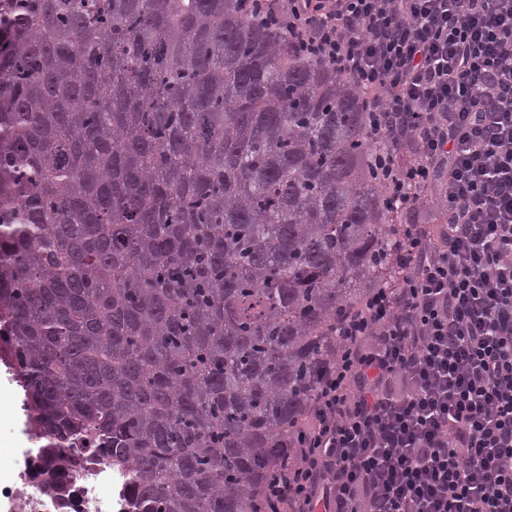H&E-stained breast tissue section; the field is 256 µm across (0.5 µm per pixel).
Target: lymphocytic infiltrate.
I'll return each instance as SVG.
<instances>
[{
	"label": "lymphocytic infiltrate",
	"mask_w": 512,
	"mask_h": 512,
	"mask_svg": "<svg viewBox=\"0 0 512 512\" xmlns=\"http://www.w3.org/2000/svg\"><path fill=\"white\" fill-rule=\"evenodd\" d=\"M256 7L361 92L388 203H445L390 225L263 512H512V0ZM403 224H440V204L429 201L425 206L416 211L405 213L401 217Z\"/></svg>",
	"instance_id": "1"
}]
</instances>
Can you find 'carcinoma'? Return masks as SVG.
Listing matches in <instances>:
<instances>
[{"label": "carcinoma", "instance_id": "obj_1", "mask_svg": "<svg viewBox=\"0 0 512 512\" xmlns=\"http://www.w3.org/2000/svg\"><path fill=\"white\" fill-rule=\"evenodd\" d=\"M361 95L244 0H0V364L60 496L258 512L387 275Z\"/></svg>", "mask_w": 512, "mask_h": 512}]
</instances>
